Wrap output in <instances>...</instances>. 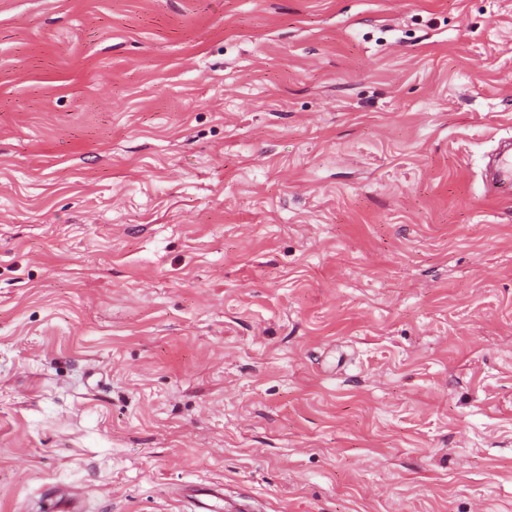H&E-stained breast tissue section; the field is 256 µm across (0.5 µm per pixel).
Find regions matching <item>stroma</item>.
<instances>
[{"mask_svg": "<svg viewBox=\"0 0 512 512\" xmlns=\"http://www.w3.org/2000/svg\"><path fill=\"white\" fill-rule=\"evenodd\" d=\"M512 0H0V512H512ZM487 193L491 196L512 195V153L500 152L495 157V172L491 179L484 178ZM193 512H218L224 510V488L209 483L197 485L189 494ZM223 503V504H222Z\"/></svg>", "mask_w": 512, "mask_h": 512, "instance_id": "35a3bbf8", "label": "stroma"}]
</instances>
